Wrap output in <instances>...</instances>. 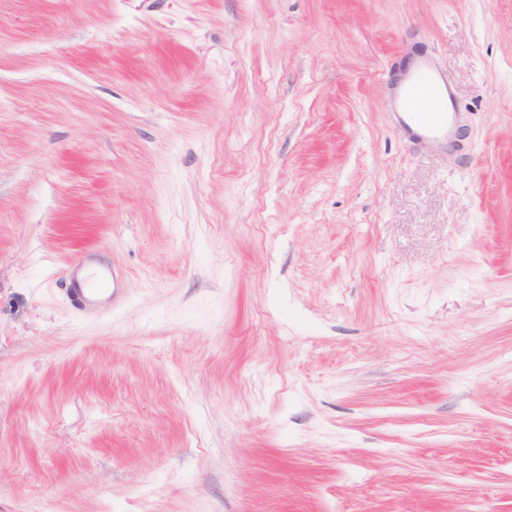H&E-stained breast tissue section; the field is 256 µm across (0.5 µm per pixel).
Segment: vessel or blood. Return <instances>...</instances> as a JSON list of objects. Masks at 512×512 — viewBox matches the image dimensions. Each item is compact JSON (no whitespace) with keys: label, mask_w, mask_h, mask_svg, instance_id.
Listing matches in <instances>:
<instances>
[{"label":"vessel or blood","mask_w":512,"mask_h":512,"mask_svg":"<svg viewBox=\"0 0 512 512\" xmlns=\"http://www.w3.org/2000/svg\"><path fill=\"white\" fill-rule=\"evenodd\" d=\"M398 87L402 95L400 123L412 139L448 140L454 126L453 94L429 58L421 56L408 67Z\"/></svg>","instance_id":"1"}]
</instances>
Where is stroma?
<instances>
[{
  "label": "stroma",
  "instance_id": "35a3bbf8",
  "mask_svg": "<svg viewBox=\"0 0 512 512\" xmlns=\"http://www.w3.org/2000/svg\"><path fill=\"white\" fill-rule=\"evenodd\" d=\"M0 512H512V0H0ZM398 88L402 95L403 112L399 116L404 132L417 141H448L455 120L453 94L430 59H415ZM415 101L422 102L423 107H416Z\"/></svg>",
  "mask_w": 512,
  "mask_h": 512
}]
</instances>
